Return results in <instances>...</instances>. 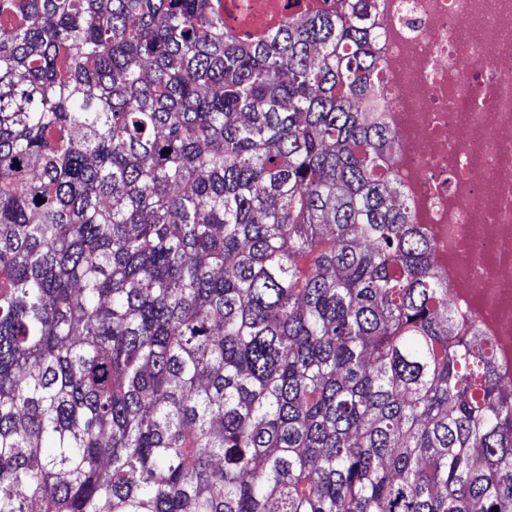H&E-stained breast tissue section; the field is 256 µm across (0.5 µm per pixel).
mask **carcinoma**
I'll list each match as a JSON object with an SVG mask.
<instances>
[{
    "instance_id": "cac0c4a2",
    "label": "carcinoma",
    "mask_w": 512,
    "mask_h": 512,
    "mask_svg": "<svg viewBox=\"0 0 512 512\" xmlns=\"http://www.w3.org/2000/svg\"><path fill=\"white\" fill-rule=\"evenodd\" d=\"M373 3L0 0V512H512ZM254 5L252 12L242 20L233 21L227 19L231 24H239L244 29H262L268 24L269 19L273 22L281 16L282 5L285 0H247Z\"/></svg>"
}]
</instances>
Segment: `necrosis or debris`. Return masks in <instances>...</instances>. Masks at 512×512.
<instances>
[{
  "label": "necrosis or debris",
  "mask_w": 512,
  "mask_h": 512,
  "mask_svg": "<svg viewBox=\"0 0 512 512\" xmlns=\"http://www.w3.org/2000/svg\"><path fill=\"white\" fill-rule=\"evenodd\" d=\"M385 164L512 382V0H375Z\"/></svg>",
  "instance_id": "obj_1"
}]
</instances>
